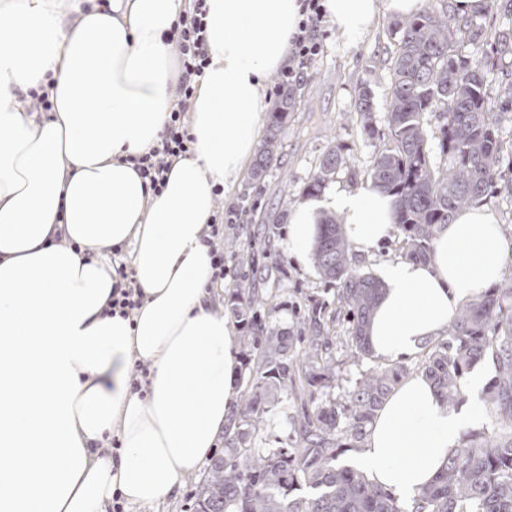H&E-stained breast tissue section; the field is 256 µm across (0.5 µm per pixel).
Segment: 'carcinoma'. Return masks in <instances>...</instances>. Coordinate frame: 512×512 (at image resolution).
Instances as JSON below:
<instances>
[{"instance_id": "cac0c4a2", "label": "carcinoma", "mask_w": 512, "mask_h": 512, "mask_svg": "<svg viewBox=\"0 0 512 512\" xmlns=\"http://www.w3.org/2000/svg\"><path fill=\"white\" fill-rule=\"evenodd\" d=\"M393 32L399 38L389 68L388 143L370 161L368 175L370 188L393 198L403 256L424 262L456 212L502 193L512 196V182L498 183L504 154L498 117L512 112V92L490 94L487 56L456 49L467 40L497 54L512 43V34L490 37L472 19L431 5L396 23ZM298 97L299 88H288L270 113L253 177L262 178L277 159L281 131ZM373 112L372 90L363 87L356 116L367 139L380 135ZM432 119L438 130L434 149ZM345 164L342 147L327 148L304 193L321 192ZM342 224L334 215L322 217L312 260L347 308L355 355L367 356L366 330L382 284L362 272ZM226 296L247 356L246 390L225 427L224 451L211 459L196 492L195 512H404L391 492L339 457L344 448L362 446L406 367L370 369L338 399L330 389L338 385L340 363L328 352L329 327L319 304L311 306L295 336L263 321L261 307L272 302L269 296L240 285ZM485 359L495 375L481 396L495 414V426L465 431L412 512H512V275L460 308L445 336L424 345L418 369L443 402L455 406L465 400L466 372ZM285 393L300 406L289 417V446L263 448L259 439L267 415Z\"/></svg>"}]
</instances>
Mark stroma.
Wrapping results in <instances>:
<instances>
[{
    "label": "stroma",
    "mask_w": 512,
    "mask_h": 512,
    "mask_svg": "<svg viewBox=\"0 0 512 512\" xmlns=\"http://www.w3.org/2000/svg\"><path fill=\"white\" fill-rule=\"evenodd\" d=\"M394 16L384 15L359 42H350L330 25H322V51L310 67L311 78L302 79L304 95L295 112L289 113L281 132L278 158L262 179L245 174L233 191L216 196L215 206L244 202L248 212L243 223L224 227L225 241H236L240 252L258 249L255 265H239L226 258L227 276L215 285L213 294L223 299L235 284L270 293L274 307L263 318L286 331H297L310 301L326 305L324 317L330 322L331 352L341 363V389L353 387L363 373L380 366L375 356L352 359L346 319L336 289L320 276L312 262H299L288 252L289 210L284 196L301 198L319 157L332 144L342 145L351 167L338 170L333 184L344 191L367 188V169L385 142L364 139L353 120L360 87L369 86L378 110L376 123H383V107L389 94V67L397 47L392 30ZM204 471L182 479L164 500L150 505L129 506L128 512H195L194 494Z\"/></svg>",
    "instance_id": "stroma-1"
}]
</instances>
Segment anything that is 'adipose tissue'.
I'll return each mask as SVG.
<instances>
[{
	"label": "adipose tissue",
	"mask_w": 512,
	"mask_h": 512,
	"mask_svg": "<svg viewBox=\"0 0 512 512\" xmlns=\"http://www.w3.org/2000/svg\"><path fill=\"white\" fill-rule=\"evenodd\" d=\"M423 0H324L351 42L385 14ZM188 0H0V512H102L113 492L131 504L166 498L211 454L238 399L237 338L207 285L203 238L216 186L234 190L270 103L266 79L289 61L298 0H207L209 64L190 102L195 138L160 195L132 156L165 131L181 72L171 32ZM51 85L49 119L18 97ZM339 213L357 256L393 231V202L372 189L334 190L295 206L288 250L304 258L320 211ZM131 244L144 294L133 320L110 315L117 282L92 253ZM512 236L493 210L463 209L427 261L382 263L367 330L395 361L442 336L457 309L503 277ZM151 365L145 393L134 361ZM479 378L450 407L414 374L378 410L358 458L370 480L413 508L477 419ZM119 463L95 453L108 436Z\"/></svg>",
	"instance_id": "adipose-tissue-1"
}]
</instances>
